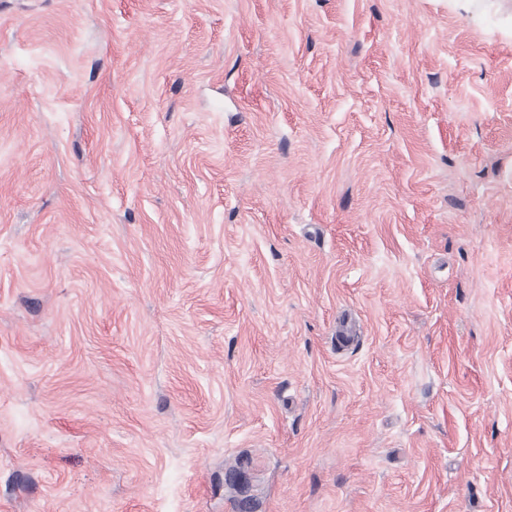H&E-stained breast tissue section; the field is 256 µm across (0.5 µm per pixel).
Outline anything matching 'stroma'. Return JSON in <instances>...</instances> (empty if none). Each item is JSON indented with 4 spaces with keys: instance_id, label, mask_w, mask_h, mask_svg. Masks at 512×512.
<instances>
[{
    "instance_id": "stroma-1",
    "label": "stroma",
    "mask_w": 512,
    "mask_h": 512,
    "mask_svg": "<svg viewBox=\"0 0 512 512\" xmlns=\"http://www.w3.org/2000/svg\"><path fill=\"white\" fill-rule=\"evenodd\" d=\"M498 28L0 0V512H512Z\"/></svg>"
}]
</instances>
